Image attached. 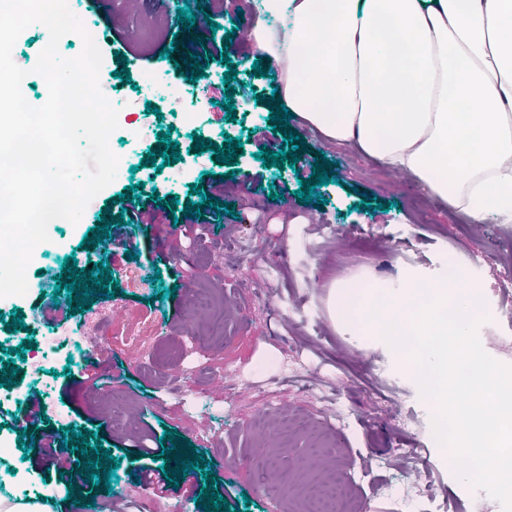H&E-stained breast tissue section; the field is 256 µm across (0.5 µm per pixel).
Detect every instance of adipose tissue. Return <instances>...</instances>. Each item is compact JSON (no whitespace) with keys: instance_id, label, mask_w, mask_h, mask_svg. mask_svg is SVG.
Instances as JSON below:
<instances>
[{"instance_id":"adipose-tissue-1","label":"adipose tissue","mask_w":512,"mask_h":512,"mask_svg":"<svg viewBox=\"0 0 512 512\" xmlns=\"http://www.w3.org/2000/svg\"><path fill=\"white\" fill-rule=\"evenodd\" d=\"M257 52L326 140L512 223V0H257Z\"/></svg>"}]
</instances>
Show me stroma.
<instances>
[{
	"instance_id": "stroma-1",
	"label": "stroma",
	"mask_w": 512,
	"mask_h": 512,
	"mask_svg": "<svg viewBox=\"0 0 512 512\" xmlns=\"http://www.w3.org/2000/svg\"><path fill=\"white\" fill-rule=\"evenodd\" d=\"M70 10L90 21L102 56L100 83L117 101L118 127L109 145L115 154L139 163L167 130L182 149V161L148 177L121 168L115 180L94 197L78 224L48 227L27 268L28 291L0 298V343L12 348L31 338L17 383L0 391V437L16 446L10 422L23 415L24 401L40 391L51 428L93 425L104 448L124 449L112 492L83 485L82 504L66 498L61 472L70 463L55 449L29 451L27 459L0 469V496L41 498L51 512H202L195 504L203 480L200 470L184 477L191 488L160 490L136 483L135 448L180 435L203 452L230 505L244 512H297L300 492L282 483L280 471L307 460L305 480L332 472L353 484L367 512H404L392 488H417L439 512H503L488 494L477 492L448 472V452L436 441V406L424 400L412 371L402 369L391 351L333 318L337 282L355 275L373 285L400 287L405 274L441 277L449 264L484 283L487 317L478 326L483 349L512 366V261L503 245L512 224H473L454 218L446 202L430 197L413 176L383 166L352 146L331 144L305 124H290L307 141L300 171L266 168L260 147L279 150L267 106L255 94L271 95L270 78L251 76L257 53L249 42L228 48L238 80L255 86L252 94L233 96L237 121H226L225 65L209 67L205 77L188 83L160 52L170 45L175 19L165 0H67ZM126 45L135 87L116 78L120 65L113 42ZM184 97L188 111L170 114L165 90ZM159 114L146 112V104ZM217 144L243 138L238 173L217 162L213 152H192V133ZM335 163V182L322 186L323 208L298 203V178L310 175L316 153ZM224 176L223 200L235 203V216L204 212L206 223L196 244H189L172 217L135 225L121 239L91 246L83 238L106 201L134 182L152 180L159 198L189 199L190 184L205 173ZM283 192L273 201L270 191ZM389 202L388 210H358L361 193ZM134 260H127V253ZM79 267L106 261L120 295L95 300L90 313L121 307L97 336L104 348L98 380L86 379L80 357L46 355L58 328L38 320L33 310L42 293H53L54 278L66 256ZM161 274L162 284L151 283ZM319 287H312V280ZM175 296H162L163 288ZM22 309L25 330L8 332L2 317ZM88 312V313H89ZM138 345L137 358L121 353ZM71 375H64V367ZM232 377V414L224 399L210 393L215 372ZM92 510H84V502Z\"/></svg>"
}]
</instances>
